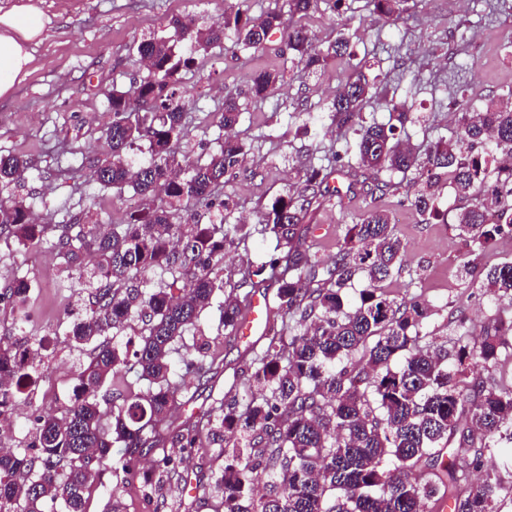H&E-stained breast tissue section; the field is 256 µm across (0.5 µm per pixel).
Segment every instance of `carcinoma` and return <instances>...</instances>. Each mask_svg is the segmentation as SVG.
<instances>
[{"mask_svg": "<svg viewBox=\"0 0 512 512\" xmlns=\"http://www.w3.org/2000/svg\"><path fill=\"white\" fill-rule=\"evenodd\" d=\"M320 0H288V13L301 19ZM386 19H399L408 0H370ZM206 51L232 35L249 48L278 33L299 75L342 62L348 75L328 107L336 145L309 165L297 197L279 195L257 211V223L276 240L277 254L249 262L236 280L223 278L227 246L246 237L232 222L236 203L224 193V217L217 224H186L193 207L215 206L214 189L242 166L246 143L226 136L218 148L195 160L180 151L187 137V93L179 77L192 56L168 37L136 47L147 74L127 89L112 86L107 99L112 121L105 129L111 153L93 162L98 184L122 196L133 188L142 204L121 224L86 216L69 224H35L19 197L0 200V239L32 243L51 231L65 264H77L93 250L100 267L83 272L90 307L66 333L70 346L89 359L79 367L82 397L64 405L61 416L36 417L35 436L13 452H0V512H43L50 501L63 512H86L87 495L98 476L112 467V448L122 461L152 448H193L200 438L224 458L214 477L213 512H434L446 501L451 512H502L506 496L501 473L483 468L486 454L512 459V382L489 384L470 377L471 366L512 358V316H498L472 330L463 312L454 315L449 344L427 342L428 307L390 297L386 288L401 268L404 247L389 212L369 209L347 225L330 266L305 245L308 210L331 197L334 178L355 196L375 197L407 187L424 223L448 221L439 207L444 188L464 203L454 230L472 263L481 260L504 229L512 230V88L472 111L456 100L453 136L421 150L406 134L412 122L406 102L389 99L387 121H366L364 109L378 92L361 63L347 53L348 39L317 43L303 25H290L279 10L257 16L229 7L219 25L198 27L185 16L169 21ZM284 82L281 71L264 70L246 90H227L219 127L240 123V100H262ZM352 130L356 143L341 134ZM146 150L149 160L133 165L130 155ZM31 161L0 155V190L18 185ZM418 176L408 178V173ZM496 213L498 222L487 220ZM166 278L152 285L146 275ZM483 287L497 303L512 305V261L480 266ZM362 278L356 301L349 290ZM277 286V308L288 322L273 324L266 346L247 363L250 394L241 401L217 399L209 408L167 425L184 385L174 379L173 355L210 307L216 292L222 326L232 333L245 301L237 292L262 284ZM28 286L16 281L0 299L22 309ZM140 318L138 343L121 353L110 340L125 335ZM183 358L198 380L210 381L218 365L207 360L209 343L194 341ZM14 350L0 346V398H16L26 385L12 371ZM133 371L148 382L128 391L110 419L98 399L107 376ZM245 434L242 448L226 451ZM269 471L265 492L253 496V473ZM481 472L468 480L467 469Z\"/></svg>", "mask_w": 512, "mask_h": 512, "instance_id": "cac0c4a2", "label": "carcinoma"}]
</instances>
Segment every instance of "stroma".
<instances>
[{"label": "stroma", "instance_id": "35a3bbf8", "mask_svg": "<svg viewBox=\"0 0 512 512\" xmlns=\"http://www.w3.org/2000/svg\"><path fill=\"white\" fill-rule=\"evenodd\" d=\"M45 25L27 75L11 98L0 100V154L26 156L32 163L28 179L18 188L38 221L67 223L71 216L92 207L99 219L122 223L137 200L132 194L114 198L101 189L90 166L109 151L103 134L112 119L105 96L112 85L128 86L138 73L135 46L155 35L168 36L172 16H192L200 26L222 22L227 6L236 5L252 15L272 7L286 8L287 0H39ZM306 25L316 42L345 33L356 59L365 63L370 81L380 84L389 75H401L397 94L406 98L416 117L408 132L412 141L422 136H447L455 110L451 77L464 85L473 108L512 87V53L504 42L512 37V0H410L397 22L373 11L369 0H346L340 11H319ZM197 68L184 77L190 92L191 132L182 145L190 157L216 148L220 133L217 113L225 89L243 88L249 76L266 68L284 70L285 84L264 101H246L237 134L250 150L226 189L237 202L239 223L251 227L247 243L233 247L224 260L225 278H236L243 262L266 256L274 243L255 233V213L275 195L299 194L303 169L323 153L324 144L306 134L309 113L319 112L343 80L341 68L329 67L316 77L298 76L279 37L265 47L246 49L233 39L209 53H197ZM396 224L405 246L399 277L390 285L391 297L417 298L428 304L427 330L431 340L449 336L448 320L463 310L478 329L496 315L512 314L507 305L491 302L479 276L463 273L468 259L464 244L451 225L425 224L405 191L378 200ZM368 205L366 198L332 197L308 212L311 230L307 241L322 259L335 256L348 224ZM99 258L84 253L80 268H67L50 244L14 246L12 257L0 261V284L18 279L30 285L23 310L0 301V344L13 348L45 344L41 367L49 381H38L11 409L17 441L24 442L35 414H57L61 404L73 401L79 386L80 356L65 333L87 302L80 270L96 268ZM218 305L205 310L199 329L210 343L222 372L207 385H191L189 408L210 407L216 398L243 394L245 363L261 351L265 337L241 343L236 334L218 331ZM185 410V411H188ZM185 411L176 410L173 423ZM163 449L143 456L133 471L105 472L90 493L87 512H112L120 501L122 512H212L213 473L219 465L216 449L206 443L181 453V469L195 481V497L182 492L180 482H158L152 469Z\"/></svg>", "mask_w": 512, "mask_h": 512}]
</instances>
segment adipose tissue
Masks as SVG:
<instances>
[{"label":"adipose tissue","instance_id":"ef3b65f1","mask_svg":"<svg viewBox=\"0 0 512 512\" xmlns=\"http://www.w3.org/2000/svg\"><path fill=\"white\" fill-rule=\"evenodd\" d=\"M42 30V12L32 0H20L0 12V99L12 93L26 72Z\"/></svg>","mask_w":512,"mask_h":512}]
</instances>
